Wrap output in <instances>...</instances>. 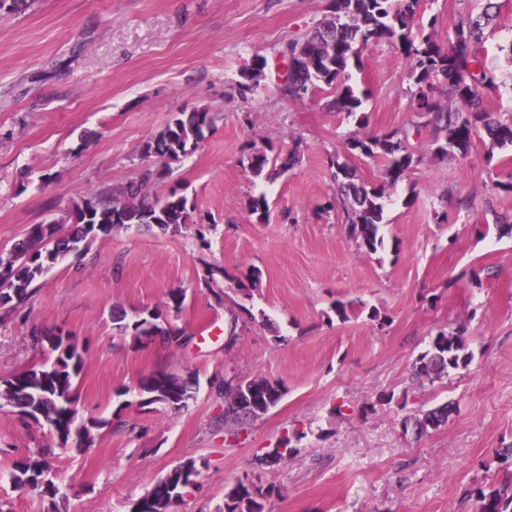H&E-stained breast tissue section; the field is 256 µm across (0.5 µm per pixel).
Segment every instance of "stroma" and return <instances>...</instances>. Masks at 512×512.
I'll use <instances>...</instances> for the list:
<instances>
[{
	"label": "stroma",
	"instance_id": "1",
	"mask_svg": "<svg viewBox=\"0 0 512 512\" xmlns=\"http://www.w3.org/2000/svg\"><path fill=\"white\" fill-rule=\"evenodd\" d=\"M480 56L494 76L487 112L512 116V0H497ZM328 0H33L0 12V256L35 224L65 216L74 200L137 179L155 167L144 142L173 113L216 112L211 130L172 175L151 188L187 194L201 225L167 233L120 230L84 259L67 257L37 285L26 322L0 323V378L51 360L30 332L56 327L86 349L77 381L83 417L102 419L83 451L57 449L52 476L66 512H131L176 465L195 460L200 486L174 512H222L238 477L274 486L271 512H474L472 490L512 477V237L485 225L512 221V151L474 138L466 157L439 160L429 133L421 157L390 191L385 247L358 253L343 206L322 212L333 184L329 159L353 132L379 137L414 117L410 65L384 39L351 67L366 125L335 111L333 90L305 100L279 96L277 60L308 34ZM483 0H420L416 17L449 46L458 23ZM268 61L260 87L235 86L252 57ZM298 148L300 161L269 180L240 164L247 146ZM266 196L269 223L246 203ZM214 270L215 291L203 288ZM468 279H460L461 271ZM255 272L251 295L240 289ZM187 293L166 309L170 289ZM248 308L233 351L224 349L226 303ZM348 305L338 321L335 302ZM161 309L187 341L180 347L119 337L113 308ZM379 309L382 322L370 320ZM266 314L277 326L258 321ZM464 327L471 362L434 385L409 390L415 360L438 330ZM163 368L199 381L195 401L173 412L139 406V377ZM259 375L285 394L242 436L224 439V374ZM447 424L422 438L401 420L446 401ZM288 438L295 454L260 469L261 450ZM54 439L47 428L0 410V512H47L13 488L14 460Z\"/></svg>",
	"mask_w": 512,
	"mask_h": 512
}]
</instances>
